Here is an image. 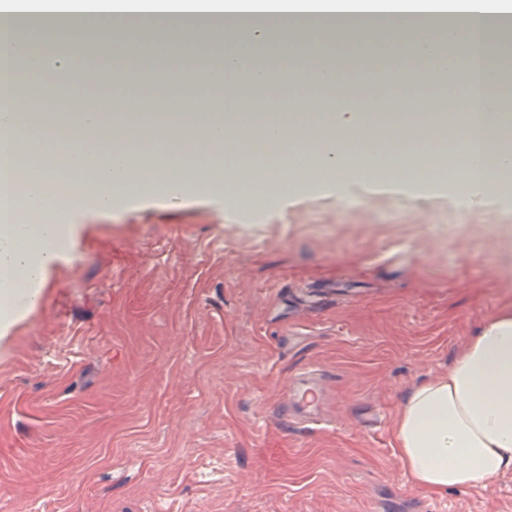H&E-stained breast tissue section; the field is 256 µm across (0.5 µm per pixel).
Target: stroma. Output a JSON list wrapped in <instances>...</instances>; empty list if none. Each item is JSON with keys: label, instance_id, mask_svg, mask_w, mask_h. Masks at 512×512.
<instances>
[{"label": "stroma", "instance_id": "obj_1", "mask_svg": "<svg viewBox=\"0 0 512 512\" xmlns=\"http://www.w3.org/2000/svg\"><path fill=\"white\" fill-rule=\"evenodd\" d=\"M72 221L73 255L0 349V512H512V474L414 488L390 433L512 304V199L147 194ZM311 366L325 421L282 425Z\"/></svg>", "mask_w": 512, "mask_h": 512}]
</instances>
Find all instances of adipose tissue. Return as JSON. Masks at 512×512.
Instances as JSON below:
<instances>
[{"instance_id":"adipose-tissue-1","label":"adipose tissue","mask_w":512,"mask_h":512,"mask_svg":"<svg viewBox=\"0 0 512 512\" xmlns=\"http://www.w3.org/2000/svg\"><path fill=\"white\" fill-rule=\"evenodd\" d=\"M48 12L73 10L70 46L106 42L126 66L149 70L141 52L158 29L181 25L187 10H206L208 24L165 45L179 61L162 70L151 93L120 97V116L89 108L69 80L71 56L43 52L45 27L4 25L12 66L0 67V343L40 302L49 271L72 249L69 218L80 204L71 180L92 171L86 200L111 212L135 194L159 192L173 204L221 195L240 204L255 186L277 198L380 182L417 197L440 190L449 162H460L455 185L471 205L504 194L512 169L501 77L506 58L487 54L474 70L470 17L512 11V0H29ZM251 29L249 40H225L226 17ZM282 83L313 85L294 97L298 119L279 107L263 117L247 92ZM215 89L201 96L196 72ZM53 81L57 125H28L29 84ZM417 81L437 86L408 101L407 112L379 113L378 89ZM470 93L469 111L449 102ZM258 127L261 148L228 152L225 135ZM370 130L363 144L356 131ZM152 143L162 152L149 151ZM23 178L24 197L10 190ZM398 465L418 490L445 494L512 473V305L487 316L456 352L446 372L410 387L393 418Z\"/></svg>"}]
</instances>
